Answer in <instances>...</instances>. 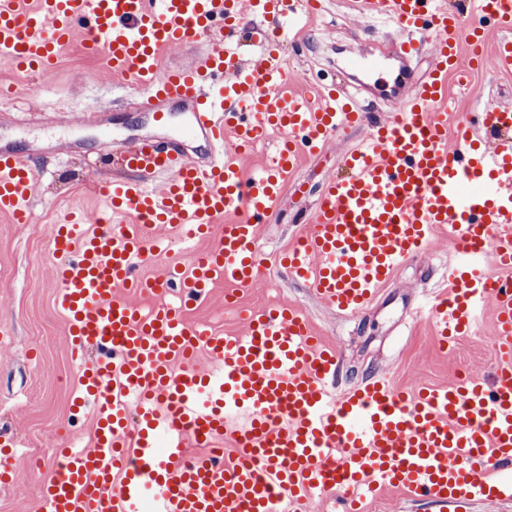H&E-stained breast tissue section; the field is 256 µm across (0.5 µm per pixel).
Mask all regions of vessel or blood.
I'll return each mask as SVG.
<instances>
[{
    "label": "vessel or blood",
    "mask_w": 512,
    "mask_h": 512,
    "mask_svg": "<svg viewBox=\"0 0 512 512\" xmlns=\"http://www.w3.org/2000/svg\"><path fill=\"white\" fill-rule=\"evenodd\" d=\"M314 8V0H37L30 11L22 0H0V63L47 78L59 48L83 34L91 49H104L113 73L147 88L156 124L175 129L118 155L132 177L99 190L110 223L84 232L81 215L54 235L63 257L57 304L82 390L75 405L92 409L96 430L91 447L60 449L42 512H308L315 492L332 489L343 512H357L367 489L404 490L444 506L512 501V482L499 477L512 467V110L487 108L452 144L446 114L434 109L445 78L466 74V49L512 70V0H475L477 22L468 27L440 0H349L355 14L391 18L405 35L372 63H350L368 78L394 71L396 110L346 157V174L326 181L309 230L282 260L292 278L351 316L435 227L450 225L458 242L453 282L431 301V320L444 349L449 333L471 329L478 307H491L500 360L492 382L403 392L377 379L333 400L336 351L296 307L246 311L240 337L193 327L184 316L216 282L261 276L257 228L272 217L299 155L363 119L337 89L316 97L293 90L268 31H249L254 62L232 47L243 16L293 25ZM487 21L502 33L490 52L482 49ZM194 36L213 42L203 63L160 68L161 49ZM422 38L434 40L435 53L416 80L406 63ZM178 113L185 122L176 127ZM271 129L284 140L258 176L243 177L236 156ZM485 129L502 136L496 149L479 144ZM187 136L197 155L185 152ZM158 174L168 177L160 192L150 185ZM473 179L488 191L464 193ZM36 181L23 156L0 148L1 212L31 223ZM227 211L239 221L223 225L190 268L141 274L158 247L155 227L193 240ZM489 247L502 269L495 278L463 260ZM176 284L184 294L174 308L166 298ZM137 293L156 305L141 309L131 300ZM201 348L216 370L196 368ZM227 436L238 448L229 462L215 448Z\"/></svg>",
    "instance_id": "obj_1"
}]
</instances>
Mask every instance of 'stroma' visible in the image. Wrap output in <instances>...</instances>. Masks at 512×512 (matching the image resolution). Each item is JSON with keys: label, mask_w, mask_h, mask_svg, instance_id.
Segmentation results:
<instances>
[{"label": "stroma", "mask_w": 512, "mask_h": 512, "mask_svg": "<svg viewBox=\"0 0 512 512\" xmlns=\"http://www.w3.org/2000/svg\"><path fill=\"white\" fill-rule=\"evenodd\" d=\"M313 23L295 43L281 49L298 81L333 87L345 84L368 115L386 117L393 104L372 83L350 79L336 59L337 51L362 50L397 40L394 23L351 15L347 0H321ZM30 73L0 64V147L29 156L45 171L32 199L33 221L15 223L0 212V430L43 448H61L70 441L90 447L95 427L91 416L74 418L79 394L76 365L71 358L66 318L56 303L55 272L60 263L53 246L58 224L79 208L88 218L104 215L94 183H108L117 174L92 163L106 147L162 136L151 113L141 108V90L131 77L113 74L104 54L87 49L76 35L56 59L51 82L41 88L39 110L25 106ZM448 134L486 106L512 107V72L475 67L467 84L447 80ZM369 127H345L322 152L302 156L269 223L257 231L266 264L258 279L237 286L243 307L261 308L278 302L301 307L325 342L336 349L341 371L336 391L351 388L375 374L403 391L445 385L460 366L483 380L492 377L495 357L486 338L494 325L490 313L479 315L472 330L449 343L434 344L435 330L422 308L430 297L448 291V251L455 239L450 228L435 231L423 251L411 258L357 317L347 319L325 306L304 283L276 267L313 215L325 179L343 174L342 159L369 137ZM156 234L165 243L143 273L154 276L173 262L190 265L209 241L185 250L167 226ZM223 283L186 312L193 325L224 335H239L244 323L224 305ZM10 473L0 484V512H40V486L55 472L53 462L30 469L0 453V470ZM362 512H444L442 506L419 501L398 491L369 495Z\"/></svg>", "instance_id": "1"}]
</instances>
